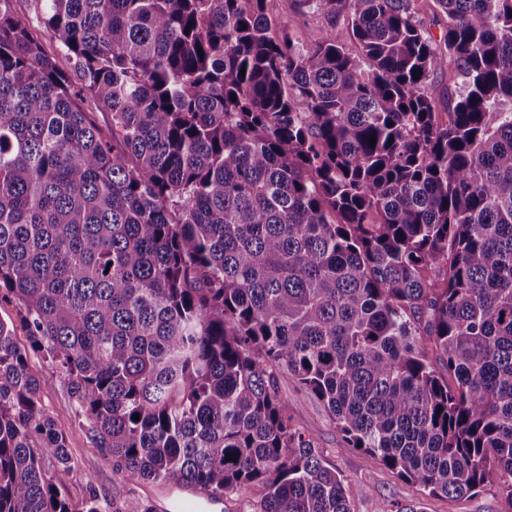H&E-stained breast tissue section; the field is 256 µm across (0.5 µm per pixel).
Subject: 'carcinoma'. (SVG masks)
Masks as SVG:
<instances>
[{
  "instance_id": "obj_1",
  "label": "carcinoma",
  "mask_w": 512,
  "mask_h": 512,
  "mask_svg": "<svg viewBox=\"0 0 512 512\" xmlns=\"http://www.w3.org/2000/svg\"><path fill=\"white\" fill-rule=\"evenodd\" d=\"M267 2L0 0V512H104L32 352L125 481L352 512L288 373L431 495L512 476V0ZM270 3L272 5L270 13L275 25H289V27L295 29L304 40L313 37L317 31L318 25H321V22H317L316 20L309 21L307 25L302 24L295 14L289 10L288 2L285 0H275Z\"/></svg>"
}]
</instances>
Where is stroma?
Returning a JSON list of instances; mask_svg holds the SVG:
<instances>
[{"instance_id": "35a3bbf8", "label": "stroma", "mask_w": 512, "mask_h": 512, "mask_svg": "<svg viewBox=\"0 0 512 512\" xmlns=\"http://www.w3.org/2000/svg\"><path fill=\"white\" fill-rule=\"evenodd\" d=\"M28 364L41 381L46 408L66 432L69 453L75 461L73 471L59 488L61 496L78 506L89 493H97L106 512H118L128 498L143 497V485L124 481L103 463L101 451L89 437L66 384L46 355L30 353ZM278 390L292 425L313 439L328 465L341 476L354 512H377L385 502L401 506L416 502L422 512H512V502L501 492L505 473L492 471L476 493L467 497L427 496L419 485L387 468L377 455L345 447L325 407L300 388L292 376H280Z\"/></svg>"}]
</instances>
